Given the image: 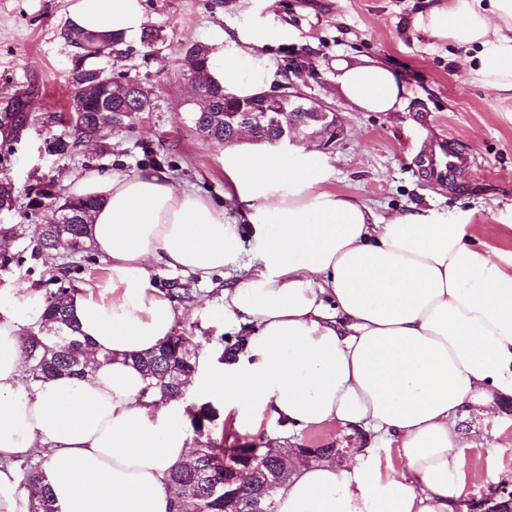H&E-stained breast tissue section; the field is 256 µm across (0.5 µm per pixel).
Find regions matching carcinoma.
<instances>
[{"label": "carcinoma", "mask_w": 512, "mask_h": 512, "mask_svg": "<svg viewBox=\"0 0 512 512\" xmlns=\"http://www.w3.org/2000/svg\"><path fill=\"white\" fill-rule=\"evenodd\" d=\"M71 39L80 41L83 50L81 59L95 58L109 44L123 43L118 33L107 37L103 34L73 29ZM211 99L206 108L198 107L190 113L193 125L203 128L217 142L230 140L235 113L224 111V88L206 82ZM73 97L83 101V112L76 117L75 125L63 126L58 133L45 138L46 151L60 159L71 156L80 139L99 130L103 115L100 96L76 85ZM12 124H0V129L9 132V139L26 134L24 131L27 99L17 96L12 101ZM58 185L54 179L40 183L34 188L30 200L31 210L37 212L43 205L55 203L70 211L69 221L41 224L35 229L36 240L30 255L0 251V271H7L25 261L43 264L58 255L75 256L89 251L88 217L95 208L92 200L71 197L57 198ZM16 198V186L6 175L0 176V211H10ZM76 288L64 282L52 291L43 294L47 331L44 335L25 338L24 373L27 379L39 381L61 375L81 376L86 364L81 362L83 342L76 335L75 318L71 308V297ZM190 337L174 332L156 351L133 360L148 382L141 392L151 397L155 391L172 398L180 396L183 382L198 371L199 361L195 350L189 346ZM190 429L194 434L196 454L189 461L173 469L168 477V486L173 494L176 512H224V491L215 488V483L224 481V472L232 467L243 468L253 463L260 477L271 476L280 469L278 452L274 448H226L224 438L213 436L219 414L211 402L191 405ZM50 459L43 457L35 464L21 466V487L27 494L28 512H57L47 483L46 468Z\"/></svg>", "instance_id": "cac0c4a2"}]
</instances>
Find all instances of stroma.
I'll use <instances>...</instances> for the list:
<instances>
[{
    "mask_svg": "<svg viewBox=\"0 0 512 512\" xmlns=\"http://www.w3.org/2000/svg\"><path fill=\"white\" fill-rule=\"evenodd\" d=\"M74 0H0V107L27 94L33 124L17 144L6 168L18 188L12 210L0 212V224L18 225L12 251L31 247L35 225L26 186L39 178L67 185L89 169L122 167L137 170L157 158L183 186L221 204L227 217H237L239 202L225 195L220 158L222 144L201 137L189 120L193 89L185 80L187 44L223 47L235 54L243 45L239 29L257 31L256 56L269 70L266 89L293 84L312 102L332 108L341 133L332 145L310 140L311 149L329 158L334 169L325 187L352 195L381 218L400 212L432 210L452 216L472 211L474 234L489 247L512 251V100L502 101L469 78L457 50L435 44L414 18L430 0H142L147 28L158 31L154 48L139 41L121 53L106 52L82 59L65 35ZM369 58L396 70L409 94L397 112H363L340 94L332 79L336 60ZM97 66L137 79L153 100L143 123L110 132L77 146L60 160L44 150L53 126L50 116L66 111L78 67ZM448 135L456 147L476 160L472 171L429 182L421 174L432 138ZM160 288L187 287L188 298L177 306L185 335L195 339L199 370L213 364L240 334L224 318L225 279L216 273L203 283L182 273L158 269ZM474 440L468 449L465 508L512 492V400L487 417L471 410L461 423ZM293 448H333L337 466L361 455L377 453L395 459L392 448H376L371 432L336 423L289 432L273 422L258 430L225 432L224 445L265 447L270 438Z\"/></svg>",
    "mask_w": 512,
    "mask_h": 512,
    "instance_id": "35a3bbf8",
    "label": "stroma"
}]
</instances>
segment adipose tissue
I'll return each mask as SVG.
<instances>
[{
	"mask_svg": "<svg viewBox=\"0 0 512 512\" xmlns=\"http://www.w3.org/2000/svg\"><path fill=\"white\" fill-rule=\"evenodd\" d=\"M70 17L128 40L146 23L141 0H75ZM414 25L461 49L473 81L512 94V0H440ZM335 70L360 110L402 109L406 85L385 64L340 60ZM209 74L241 96L267 78L263 59L220 48ZM221 163L241 203L236 224L164 167L69 182V196L96 202L90 244L106 264L71 300L90 369L25 381L23 338L45 324L42 296L14 294L0 307V512H28L18 465L39 451L52 461L57 512H175L167 477L191 453L189 405L142 397L132 364L180 317L153 270L206 281L246 261L250 276L224 289V316L248 333L246 350L208 383L228 427L336 422L372 431L397 459L341 468L289 454L275 512H457L472 446L459 423L471 407L488 415L512 398V252L491 257L468 212L381 219L326 190L329 161L304 146L286 156L230 146Z\"/></svg>",
	"mask_w": 512,
	"mask_h": 512,
	"instance_id": "1",
	"label": "adipose tissue"
}]
</instances>
